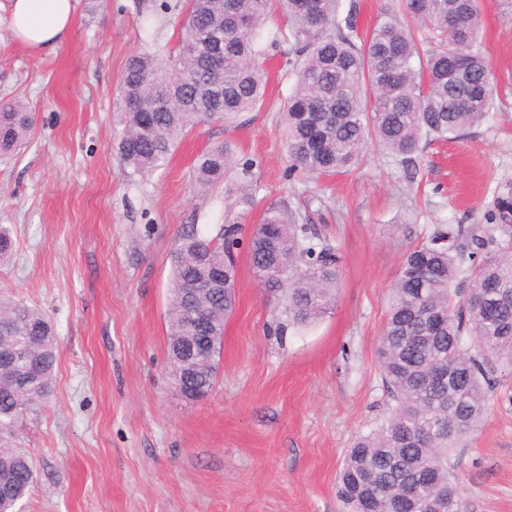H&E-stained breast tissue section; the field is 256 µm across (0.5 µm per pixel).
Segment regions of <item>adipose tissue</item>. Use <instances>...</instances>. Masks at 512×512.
<instances>
[{
	"label": "adipose tissue",
	"mask_w": 512,
	"mask_h": 512,
	"mask_svg": "<svg viewBox=\"0 0 512 512\" xmlns=\"http://www.w3.org/2000/svg\"><path fill=\"white\" fill-rule=\"evenodd\" d=\"M76 0H12L14 36L34 51L52 53L68 37Z\"/></svg>",
	"instance_id": "1"
}]
</instances>
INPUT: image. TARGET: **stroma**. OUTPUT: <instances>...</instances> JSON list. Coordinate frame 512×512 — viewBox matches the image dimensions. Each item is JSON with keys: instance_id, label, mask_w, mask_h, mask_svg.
<instances>
[{"instance_id": "obj_1", "label": "stroma", "mask_w": 512, "mask_h": 512, "mask_svg": "<svg viewBox=\"0 0 512 512\" xmlns=\"http://www.w3.org/2000/svg\"><path fill=\"white\" fill-rule=\"evenodd\" d=\"M480 5L489 119L427 147L412 172L374 150L352 171L301 181L286 175L280 109L294 77L287 42L273 39L279 18L262 33L265 102L199 124L137 174L112 149L121 75L136 53L175 50L188 0H76L50 54L14 37L0 0V100L35 117L25 147L0 158V226L14 242L0 295L39 308L57 340L54 393L13 428L35 467L23 512H339L347 449L393 407L376 348L408 247L443 225L512 243V0ZM225 142L249 170V209L190 182L197 158ZM284 205L340 253L335 306L307 326L289 325L247 254L252 227ZM233 221L234 311L215 387L188 404L166 379L171 252L183 225ZM450 461L466 512H512V368L498 370L486 418Z\"/></svg>"}]
</instances>
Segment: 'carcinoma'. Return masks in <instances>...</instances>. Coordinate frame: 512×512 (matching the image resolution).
<instances>
[{"mask_svg":"<svg viewBox=\"0 0 512 512\" xmlns=\"http://www.w3.org/2000/svg\"><path fill=\"white\" fill-rule=\"evenodd\" d=\"M281 9L288 67L295 85L282 108L290 165L305 177L346 172L369 146L410 167L423 145L458 137L484 121L494 91L477 44L479 0H395L368 33H359L354 0H189L177 49L161 59L131 56L120 85L121 160L136 173L161 166L179 140L205 121L252 112L264 102L266 81L256 59L260 30ZM427 25L421 46L402 17ZM34 125L18 101L0 100V155L19 150ZM230 145L203 153L194 188L208 192L236 168ZM238 227L208 238L194 224L172 251L167 314L169 379L187 402L197 389L181 380L186 336L206 323L219 336L233 311ZM310 231L285 208H270L248 241L254 277L283 292L288 320L313 323L333 309L340 257L328 244L303 245ZM457 227L439 228L408 250L390 288L377 356L396 407L381 425L358 436L338 478L342 512H398L399 497L416 493L418 512H465L451 477L450 452L477 429L489 408L491 375L512 366V249L488 248L471 234L482 260L463 267ZM210 284L193 294L187 286ZM0 349L25 359L0 360V431L51 394L56 334L37 308L0 298ZM35 362L38 376L23 389L18 372ZM0 512H18L34 485L29 457L0 437Z\"/></svg>","mask_w":512,"mask_h":512,"instance_id":"1","label":"carcinoma"}]
</instances>
